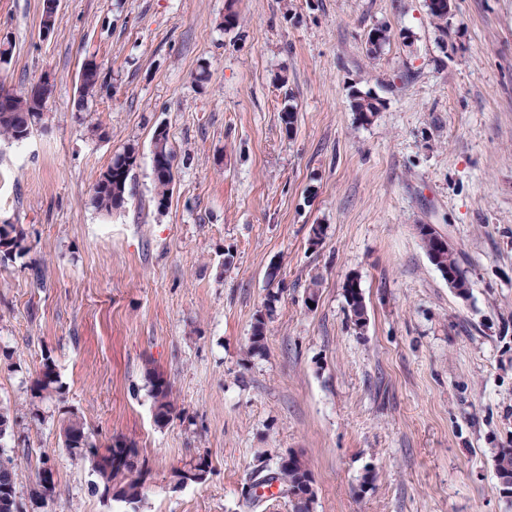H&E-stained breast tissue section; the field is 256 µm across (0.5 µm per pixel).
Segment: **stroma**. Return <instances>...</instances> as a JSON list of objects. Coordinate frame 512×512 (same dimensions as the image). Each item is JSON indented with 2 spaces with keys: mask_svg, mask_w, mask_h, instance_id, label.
Wrapping results in <instances>:
<instances>
[{
  "mask_svg": "<svg viewBox=\"0 0 512 512\" xmlns=\"http://www.w3.org/2000/svg\"><path fill=\"white\" fill-rule=\"evenodd\" d=\"M42 7L0 0L14 46L0 80L52 83L29 138L0 140V223L23 225L30 247L0 263V402L27 438L0 445L18 512H242L258 459L291 450L314 475V512H512L495 468L512 448V0H455L444 30L426 0H237L230 30L226 0H60L46 36ZM378 28L389 38L372 54ZM89 58L106 85L81 120ZM358 90L383 104L371 123L350 109ZM160 124L176 155L162 209ZM129 144L125 204L103 214L92 186ZM422 224L463 255L467 298L430 262ZM273 267L284 289L255 355ZM45 356L65 394L39 423L26 387ZM149 365L183 412L163 426ZM69 410L96 443L135 442L150 471L137 506L101 497L64 448ZM45 454L56 488L39 506ZM201 455L207 481L177 486ZM152 173L154 181V199L157 207L165 206L172 194L174 183L175 155L169 146L165 125H157L152 137ZM354 286H357V290H354ZM343 288L344 298L353 324L358 329H362L366 323L367 314L360 283L352 279L345 283Z\"/></svg>",
  "mask_w": 512,
  "mask_h": 512,
  "instance_id": "1",
  "label": "stroma"
}]
</instances>
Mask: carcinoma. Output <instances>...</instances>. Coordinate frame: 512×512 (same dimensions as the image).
Returning a JSON list of instances; mask_svg holds the SVG:
<instances>
[{
	"instance_id": "1",
	"label": "carcinoma",
	"mask_w": 512,
	"mask_h": 512,
	"mask_svg": "<svg viewBox=\"0 0 512 512\" xmlns=\"http://www.w3.org/2000/svg\"><path fill=\"white\" fill-rule=\"evenodd\" d=\"M105 86L101 67L93 64L80 77L76 111H88V103ZM380 99L369 93L356 92L351 97V110L362 120L379 112ZM44 111L19 93L11 102L8 112H0V138L19 141L26 139L43 118ZM138 152L129 144L116 154L105 171L100 173L92 187V201L95 208L104 214H111L125 204L127 185L131 173L137 167ZM175 155L169 146L167 128L163 124L155 127L152 137V173L154 199L157 207L165 206L173 190ZM29 250L27 236L20 224H0V262L24 256ZM360 283L352 279L344 285V298L355 327H364L366 305ZM282 288L269 290L264 309L257 312L249 338V348L254 353L265 349L267 321L271 319ZM150 393L153 401L155 421L165 425L182 417L171 398L172 386L169 380L152 367L146 368ZM30 412L40 420L48 404L62 399L63 385L50 357L42 358L26 387ZM18 421L11 408L0 403V443L14 439ZM60 436L68 452L90 462L92 471L103 486V493L112 500L126 504L141 502L149 470L140 460L135 444L121 438L100 447L89 438L83 418L75 412L60 421ZM495 468L500 491L512 497V448H500L495 454ZM211 472L207 457L200 456L174 472L180 485L202 484ZM269 481L277 483L282 497L288 499L291 512H314L316 492L314 477L303 454L290 451L280 456L275 466L268 468ZM18 475L11 462L0 459V512H17Z\"/></svg>"
}]
</instances>
